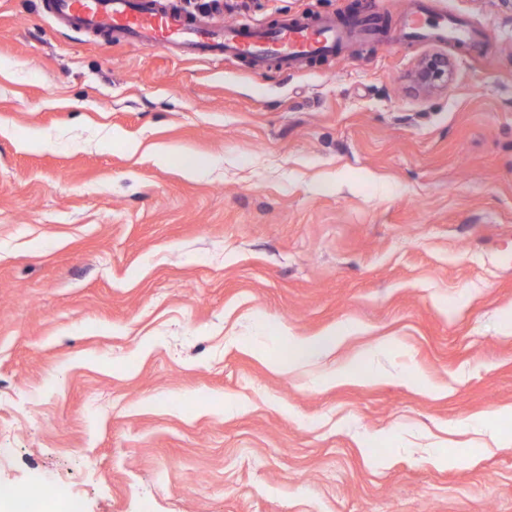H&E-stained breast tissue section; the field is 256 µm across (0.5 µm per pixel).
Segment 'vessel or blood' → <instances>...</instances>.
Instances as JSON below:
<instances>
[{"mask_svg":"<svg viewBox=\"0 0 512 512\" xmlns=\"http://www.w3.org/2000/svg\"><path fill=\"white\" fill-rule=\"evenodd\" d=\"M45 9L59 24L104 36L106 42L142 49L164 43L179 55L210 61H238L252 73L276 66L288 73L342 54L356 37L381 36L376 0H365L349 16H300L274 22L227 24L186 14L180 0H47ZM394 38L399 42L465 43L484 49V33L453 16L425 15L414 7Z\"/></svg>","mask_w":512,"mask_h":512,"instance_id":"vessel-or-blood-1","label":"vessel or blood"}]
</instances>
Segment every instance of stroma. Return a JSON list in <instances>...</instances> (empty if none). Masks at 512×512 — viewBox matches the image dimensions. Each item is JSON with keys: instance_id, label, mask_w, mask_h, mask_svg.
Masks as SVG:
<instances>
[{"instance_id": "35a3bbf8", "label": "stroma", "mask_w": 512, "mask_h": 512, "mask_svg": "<svg viewBox=\"0 0 512 512\" xmlns=\"http://www.w3.org/2000/svg\"><path fill=\"white\" fill-rule=\"evenodd\" d=\"M428 3L488 49L257 76L0 0V485L41 512H512V0ZM345 324L303 367L274 340ZM352 359L379 379L332 381ZM448 59L431 54L423 57L414 72L413 82L423 92L434 91L448 83ZM0 497L12 499L16 512H36L37 504L42 498L34 491H21L12 486L5 485L0 486Z\"/></svg>"}]
</instances>
